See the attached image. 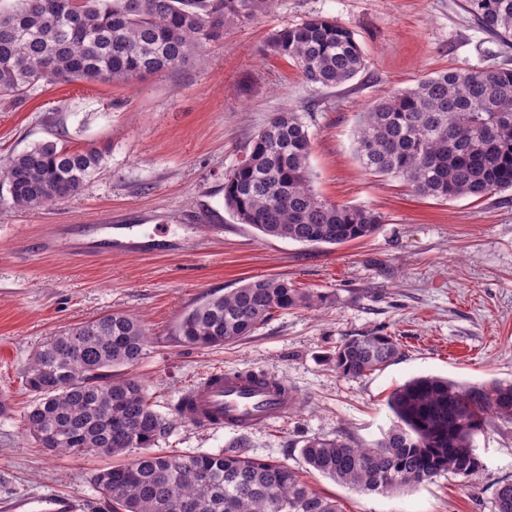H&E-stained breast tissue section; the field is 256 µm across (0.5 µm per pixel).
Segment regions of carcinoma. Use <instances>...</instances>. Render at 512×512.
Returning a JSON list of instances; mask_svg holds the SVG:
<instances>
[{"label":"carcinoma","mask_w":512,"mask_h":512,"mask_svg":"<svg viewBox=\"0 0 512 512\" xmlns=\"http://www.w3.org/2000/svg\"><path fill=\"white\" fill-rule=\"evenodd\" d=\"M274 0H17L0 8V96L20 100L41 83L129 82L175 71L201 55L226 25H245ZM484 31L512 40V0H463ZM270 54L291 59L303 79L332 88L357 77L366 55L344 23L322 16L274 31ZM309 127L278 113L252 138L245 158L224 173V206L263 236L341 245L373 234L370 209L331 203L313 188ZM356 157L377 176L434 199L492 196L512 189V69H449L378 98L363 113ZM103 154L60 139L34 143L0 160V200L40 209L80 194L100 173ZM313 295L286 278L246 280L208 293L172 330L179 343L215 347L251 335L281 310L310 307ZM142 321L113 312L82 322L34 352L24 371L31 404L24 427L40 446L86 454L90 448L133 461L94 476L110 512H342L335 500L288 466L254 457L236 440L218 453L153 451L172 431L142 380L130 372L146 355ZM399 354L396 340L371 333L336 347V369L361 376ZM392 429L365 448L312 437L304 462L360 490L395 493L442 473L468 477L480 466L474 436L488 414L512 421V381L462 385L415 377L387 401ZM495 512H512V482L496 489Z\"/></svg>","instance_id":"cac0c4a2"}]
</instances>
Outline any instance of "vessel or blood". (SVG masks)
Wrapping results in <instances>:
<instances>
[{
	"instance_id": "vessel-or-blood-1",
	"label": "vessel or blood",
	"mask_w": 512,
	"mask_h": 512,
	"mask_svg": "<svg viewBox=\"0 0 512 512\" xmlns=\"http://www.w3.org/2000/svg\"><path fill=\"white\" fill-rule=\"evenodd\" d=\"M178 406L185 422L201 427H228L247 432L287 420L295 394L279 376L217 368L180 395ZM9 512H82L80 498L45 493L15 496Z\"/></svg>"
}]
</instances>
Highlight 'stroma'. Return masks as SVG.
Returning a JSON list of instances; mask_svg holds the SVG:
<instances>
[{"label":"stroma","instance_id":"stroma-1","mask_svg":"<svg viewBox=\"0 0 512 512\" xmlns=\"http://www.w3.org/2000/svg\"><path fill=\"white\" fill-rule=\"evenodd\" d=\"M351 28L368 68L336 88L308 84L292 61L268 56L275 30L311 16ZM512 68V46L480 29L461 0H275L246 25L225 27L202 57L176 71L112 84H42L0 101V157L62 136L104 156L85 190L27 210L0 202V505L19 494L75 493L107 512L94 475L115 457L38 446L24 431L31 395L23 372L50 337L112 312L143 318L151 343L134 367L155 409L170 416L180 393L214 368L266 371L296 393L290 418L247 432L250 455L282 463L343 512H494L512 481V423L489 418L475 436L479 470L448 473L393 494L366 492L309 470L300 449L315 436L370 445L394 417L391 391L435 375L461 384L512 381V191L436 200L361 166L353 138L361 112L434 72ZM299 112L312 138L309 163L322 199L380 216L369 237L305 245L264 237L224 207V173L277 113ZM112 219L136 249L107 256L34 254L56 226ZM285 277L322 295L283 310L236 343L190 348L171 330L209 292L242 280ZM394 336L400 355L363 376L338 372L345 338ZM227 428L176 424L162 453H216Z\"/></svg>","mask_w":512,"mask_h":512}]
</instances>
